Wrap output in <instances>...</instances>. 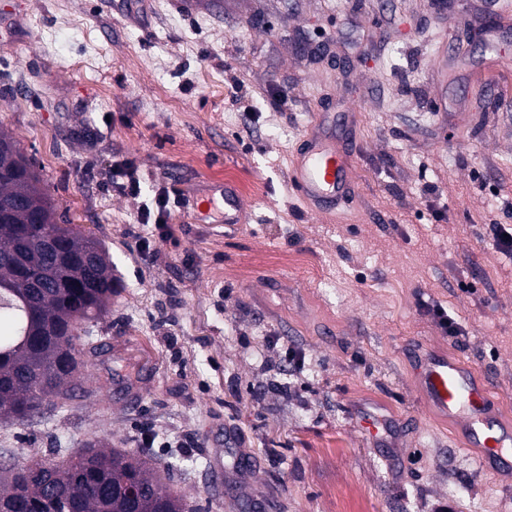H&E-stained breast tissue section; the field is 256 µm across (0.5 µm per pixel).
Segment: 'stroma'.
I'll use <instances>...</instances> for the list:
<instances>
[{
  "instance_id": "obj_1",
  "label": "stroma",
  "mask_w": 512,
  "mask_h": 512,
  "mask_svg": "<svg viewBox=\"0 0 512 512\" xmlns=\"http://www.w3.org/2000/svg\"><path fill=\"white\" fill-rule=\"evenodd\" d=\"M317 112L357 147L330 214L288 187ZM0 131L117 277L78 394L0 422V459L105 438L194 512H512V477L415 385L419 356L458 354L512 426V257L490 233L512 225V0H0ZM116 162L141 195L108 187ZM228 173L254 187L248 223L138 224L156 183ZM372 414L393 422L376 441Z\"/></svg>"
}]
</instances>
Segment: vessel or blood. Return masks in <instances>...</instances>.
<instances>
[{"instance_id":"b4317fda","label":"vessel or blood","mask_w":512,"mask_h":512,"mask_svg":"<svg viewBox=\"0 0 512 512\" xmlns=\"http://www.w3.org/2000/svg\"><path fill=\"white\" fill-rule=\"evenodd\" d=\"M354 157L352 144L314 131L291 165L289 180L295 197L315 212L348 201L355 192L349 176ZM195 206L221 209L228 224L246 221L247 209L228 183L212 184ZM416 376L428 406L462 424L466 443L478 451L480 465L504 469L512 463V427L500 420L497 400L471 365L457 357L427 354Z\"/></svg>"}]
</instances>
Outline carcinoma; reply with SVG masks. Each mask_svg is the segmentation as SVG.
Returning a JSON list of instances; mask_svg holds the SVG:
<instances>
[{
    "label": "carcinoma",
    "mask_w": 512,
    "mask_h": 512,
    "mask_svg": "<svg viewBox=\"0 0 512 512\" xmlns=\"http://www.w3.org/2000/svg\"><path fill=\"white\" fill-rule=\"evenodd\" d=\"M50 224L55 238L29 250L38 225ZM32 279L16 283L18 265ZM116 291L106 247L71 224L56 221L55 206L33 164L13 138L0 131V420L32 421L62 407L73 374L84 364L85 324L108 310ZM31 408L25 418L21 406ZM81 456L51 454L36 464L40 480L0 473V502L16 490L37 512H129L120 494L130 479L144 490L140 512H191L184 498L163 484L152 464L99 439L84 443Z\"/></svg>",
    "instance_id": "1"
}]
</instances>
